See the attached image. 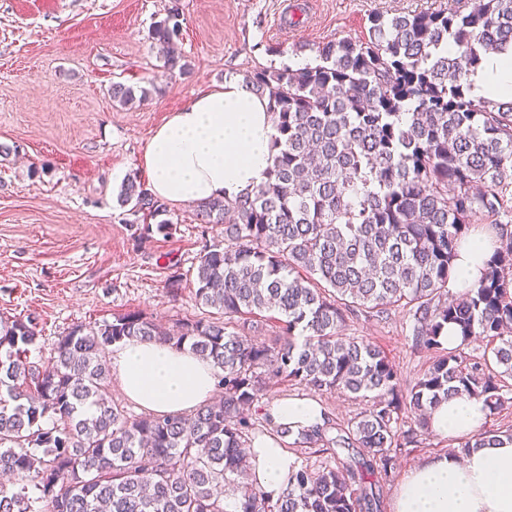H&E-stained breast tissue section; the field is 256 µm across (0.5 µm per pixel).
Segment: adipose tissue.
Instances as JSON below:
<instances>
[{
    "label": "adipose tissue",
    "instance_id": "ef3b65f1",
    "mask_svg": "<svg viewBox=\"0 0 512 512\" xmlns=\"http://www.w3.org/2000/svg\"><path fill=\"white\" fill-rule=\"evenodd\" d=\"M470 80L473 97L512 101V50L486 55ZM276 137L267 99L242 80L231 77L202 87L150 138L143 154L149 190L174 204L237 199L266 180ZM491 253L487 233L474 234L459 251L451 287L460 290L477 280ZM112 370L130 400L157 414L190 413L207 403L215 388L211 364L154 340L118 344ZM271 414L275 424L296 432L323 419L313 398L279 400ZM486 418L482 401L457 397L433 409L430 428L446 437L468 438ZM254 450L256 482L266 497L277 500L297 469L296 458L275 436ZM393 512H512V445L474 448L462 458L444 452L422 460L396 488Z\"/></svg>",
    "mask_w": 512,
    "mask_h": 512
}]
</instances>
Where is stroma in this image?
<instances>
[{
	"label": "stroma",
	"mask_w": 512,
	"mask_h": 512,
	"mask_svg": "<svg viewBox=\"0 0 512 512\" xmlns=\"http://www.w3.org/2000/svg\"><path fill=\"white\" fill-rule=\"evenodd\" d=\"M452 0H0V313H37L30 361L47 358L59 336L132 310L163 326L214 309L190 288L171 295L173 266L189 269L204 248L223 245L221 228L198 224L189 205L170 206V235L135 244L117 197L143 175L148 140L203 86L260 68L315 64L328 41H364L376 11L402 15ZM178 7L187 73L162 67L151 31ZM120 81L146 87L142 102L114 105ZM389 356L405 382L429 364L412 348L403 314L350 322ZM437 433L404 448L379 480L392 502L402 476L433 454L460 447Z\"/></svg>",
	"instance_id": "obj_1"
}]
</instances>
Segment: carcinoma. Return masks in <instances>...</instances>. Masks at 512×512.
I'll return each instance as SVG.
<instances>
[{
	"mask_svg": "<svg viewBox=\"0 0 512 512\" xmlns=\"http://www.w3.org/2000/svg\"><path fill=\"white\" fill-rule=\"evenodd\" d=\"M179 10L155 23L163 67L188 69ZM455 51H448V41ZM512 47V0H455L437 11L370 16L363 42L330 41L319 63L244 76L268 99L279 147L267 179L234 201L196 205L195 220L224 226V246L199 256L194 299L224 320L163 328L139 311L58 338L48 361L27 357L38 317L0 316V512H362L379 500L402 448L429 430L428 409L461 396L494 414L512 402V101L475 99L468 77L481 56ZM128 106L145 97L108 89ZM138 245L170 234L168 204L137 176L118 196ZM486 224L494 249L462 293L448 288L470 228ZM280 334L259 338L260 318ZM410 321L431 355L406 384L385 352L345 334L347 320ZM461 343L440 340L448 324ZM159 340L218 369L219 400L188 417L131 415L107 395V354L125 340ZM485 342L482 356L465 349ZM296 382L368 399L291 437L323 458L301 465L272 502L246 459L271 421L267 388ZM51 426H43L44 420ZM512 444V424L459 448ZM356 449L342 459L340 449ZM39 491L29 496L27 482Z\"/></svg>",
	"mask_w": 512,
	"mask_h": 512,
	"instance_id": "obj_1",
	"label": "carcinoma"
}]
</instances>
